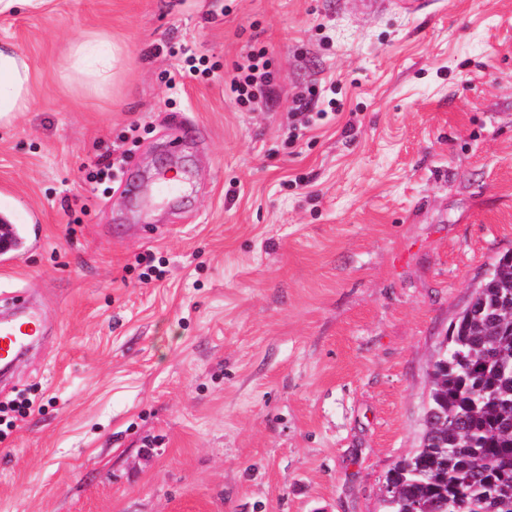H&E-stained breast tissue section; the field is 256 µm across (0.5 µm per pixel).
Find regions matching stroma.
<instances>
[{
  "label": "stroma",
  "mask_w": 512,
  "mask_h": 512,
  "mask_svg": "<svg viewBox=\"0 0 512 512\" xmlns=\"http://www.w3.org/2000/svg\"><path fill=\"white\" fill-rule=\"evenodd\" d=\"M94 37L120 49L98 90L68 69ZM254 39L276 95L247 110L224 81ZM0 42L33 92L0 214L38 243L0 259V313L23 291L45 327L0 384L34 407L0 512H384L432 359L512 252V0H50ZM189 56L209 74L170 88ZM319 89L316 88H308L306 93L300 94L296 96L295 103L296 108L295 112H290L292 117L300 116L302 117V121H300L299 126L293 121L288 123V137L289 138H297L299 137V131L302 127H307L311 121L310 109L314 104V101L318 98Z\"/></svg>",
  "instance_id": "obj_1"
}]
</instances>
